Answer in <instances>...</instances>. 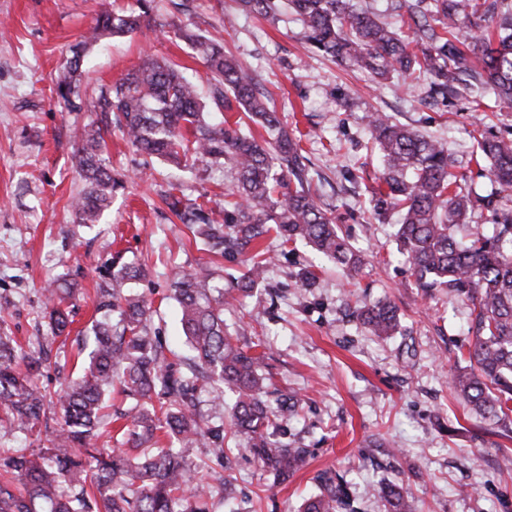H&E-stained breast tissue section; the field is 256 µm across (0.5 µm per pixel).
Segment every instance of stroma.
<instances>
[{
	"mask_svg": "<svg viewBox=\"0 0 512 512\" xmlns=\"http://www.w3.org/2000/svg\"><path fill=\"white\" fill-rule=\"evenodd\" d=\"M155 5L153 23L127 37H105L88 51L83 94L121 78L145 52L184 67L207 90L202 61L167 27L169 0ZM135 6L136 0H0V333L27 351L38 350L50 332L44 286L56 279L74 284L71 329H87L95 288L120 254L145 261L149 275L136 289L152 303L151 327L188 356L170 297L176 273L207 264L221 270L225 290L235 291L243 270L239 257L208 252L178 223L160 197L171 166L146 160L118 132L112 160L128 175L125 190L99 224L73 221L70 203L84 187L73 165L76 135L93 115L58 102L51 89L70 45L97 14ZM190 6L197 27L223 38L275 109L305 133L307 176L367 259L351 279L310 246L266 236L263 247L275 257L266 282L225 306L224 325L259 344L277 385L301 399L282 432L309 455L304 468L277 484L239 454L231 498L209 512H298L324 471L346 478L358 512H385L377 494L383 479L408 486L416 512H512V423L481 420L449 386L451 367L472 342L469 309L448 291L427 296L415 287L399 261L394 225L374 219L366 192L379 172L368 112L389 113L445 143L464 172L475 151L468 102L433 101L421 80L396 76L379 85L369 73L312 53L290 9L265 19L238 12L234 0ZM309 265L319 284L305 288L297 274ZM354 293L369 304L394 303L401 332L369 336L349 310ZM78 371L71 346L57 345L38 383L52 394Z\"/></svg>",
	"mask_w": 512,
	"mask_h": 512,
	"instance_id": "stroma-1",
	"label": "stroma"
}]
</instances>
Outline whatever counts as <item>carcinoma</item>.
Wrapping results in <instances>:
<instances>
[{"mask_svg": "<svg viewBox=\"0 0 512 512\" xmlns=\"http://www.w3.org/2000/svg\"><path fill=\"white\" fill-rule=\"evenodd\" d=\"M154 0H138L139 11L102 12L74 45L67 75L56 82L58 101L87 107L96 120L81 134L74 164L85 183L73 202L77 224H96L125 189L127 175L112 167L106 136L118 130L138 152L165 160L179 171L235 175L224 210L190 199L181 179L168 183L165 202L176 218L215 253H241L275 226L287 242H303L349 274L365 266L364 256L322 208L304 174L300 140L288 120L257 90L255 78L224 45L192 23L173 26L209 73L207 97L177 64L144 54L139 64L82 105L81 76L88 47L106 35L125 36L142 28ZM279 0H237L239 11L275 16ZM299 16L310 48L380 81L393 76L422 78L432 95L450 103L465 97L478 111L485 97L497 115L512 112V0H390L404 12L393 26L355 0H286ZM228 112L242 116L230 122ZM484 114L476 122L477 172L467 176L441 142L397 122L386 112L366 115L381 158L373 188L374 215L384 222L398 215L397 253L426 295L441 288L472 305L474 333L469 366L451 370V384L483 419L512 412V138L493 131ZM262 128L259 140L242 127ZM484 179L487 194L462 182ZM487 212L493 231L470 229L477 212ZM268 260L252 255L238 279L251 291L266 280ZM147 268L138 261L113 267L96 288L98 317L79 352L81 371L59 399L61 423L50 446L29 453L0 448V512H208L215 489L190 458L208 449L222 463L241 450L252 454L279 483L301 470L307 451L274 437L281 416L296 411L299 399L281 393L264 371L265 356L240 345L224 327V276L201 266L176 275L173 299L193 356L185 371L175 369L159 337L151 334L152 304L129 291ZM52 304L50 336L38 355L0 335V433L31 431L49 420L52 401L34 381L52 345L69 326L64 308L73 295L68 282L46 289ZM355 313L368 334L393 336L401 327L398 309L387 300L356 302ZM119 389L135 402L130 448L96 447L109 424L106 397ZM233 400L230 431L205 421L197 393L212 395L211 410L224 414V389ZM162 433L176 444L157 446ZM378 495L387 512H412V493L403 484L383 483ZM301 512H355L349 483L340 474L318 477V492Z\"/></svg>", "mask_w": 512, "mask_h": 512, "instance_id": "carcinoma-1", "label": "carcinoma"}]
</instances>
